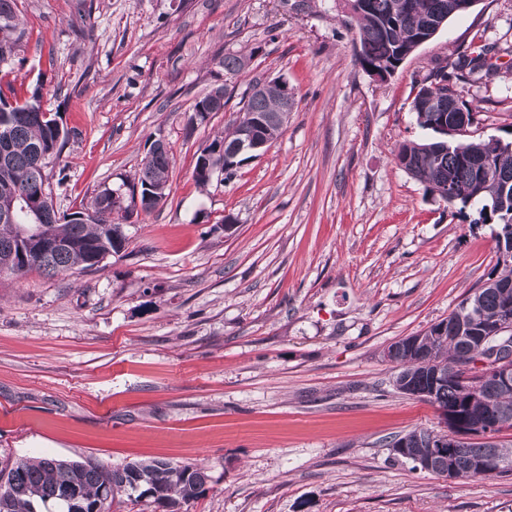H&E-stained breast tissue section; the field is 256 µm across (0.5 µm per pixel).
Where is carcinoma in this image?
Here are the masks:
<instances>
[{"mask_svg": "<svg viewBox=\"0 0 512 512\" xmlns=\"http://www.w3.org/2000/svg\"><path fill=\"white\" fill-rule=\"evenodd\" d=\"M343 3L349 11H360L355 61L367 73L398 70L419 42L435 32L436 24L463 13L459 9L463 0ZM3 19L10 20L11 25L0 28V65L11 60L23 37L17 0H0V21ZM498 61L495 47L484 44L435 63L411 107L419 127L438 138L400 145L394 161L424 184L427 193L450 189L452 196L446 207L460 214L470 208L478 215L473 223L496 225V239H504L507 248L512 246V142L461 134L450 138L447 133L449 124L479 113L478 105L465 99L457 84L492 79L500 70ZM42 90V85H35L22 103L0 90V203H9L22 190L41 196L48 213L35 231L54 247L36 253L19 237L16 225L0 223V274L91 269L125 247L123 226L133 215L135 193L143 197L156 189L166 198L171 165L167 151L145 157L134 179L127 182L130 203L126 206L114 205L112 189L104 187L90 207L59 214L53 207L48 174L36 165L35 153L41 149L59 157L69 131L59 127L56 119L46 117L40 104ZM281 99L276 87L266 94L246 96L239 120L206 145L224 159L226 177L234 176L247 162V158L235 156L243 128L263 119L262 137L274 140L282 133L283 122L276 113ZM507 305L512 306V259H498L485 285L448 316L446 322L453 331L446 337L438 336L433 324L414 335L412 342L402 338L389 346V362L399 368L397 389L437 405L448 416L449 431L445 456L439 455L433 432L428 430L406 433V448L394 451L395 456L435 475L448 470L450 462L459 471L484 461L499 473L512 472V446L458 439L459 434L482 423L496 424L500 430L512 428V388L498 386L462 367L464 362L484 355L477 337L487 334L490 322ZM437 369L441 373L438 379L434 377ZM207 480L208 474L201 467L163 460L133 461L113 468L91 460H20L0 469V512H49L52 507L58 512H110L112 501L102 499L109 489L114 495L124 493L137 500L148 497L163 512H179L181 504L204 491Z\"/></svg>", "mask_w": 512, "mask_h": 512, "instance_id": "obj_1", "label": "carcinoma"}]
</instances>
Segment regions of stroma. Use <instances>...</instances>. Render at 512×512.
<instances>
[{"label":"stroma","instance_id":"35a3bbf8","mask_svg":"<svg viewBox=\"0 0 512 512\" xmlns=\"http://www.w3.org/2000/svg\"><path fill=\"white\" fill-rule=\"evenodd\" d=\"M0 84L69 130L54 206L72 212L170 149L167 197L96 270L0 276V462L201 464L180 512H512V473L451 481L396 458L437 405L397 390L384 350L447 319L496 263L495 227L451 216L398 167L416 83L482 39L505 67L465 85L512 141V0L453 17L387 81L354 62L336 0H18ZM251 55L230 76L225 54ZM283 79L282 134L231 180L193 177L256 81ZM226 85L194 131L196 98Z\"/></svg>","mask_w":512,"mask_h":512}]
</instances>
